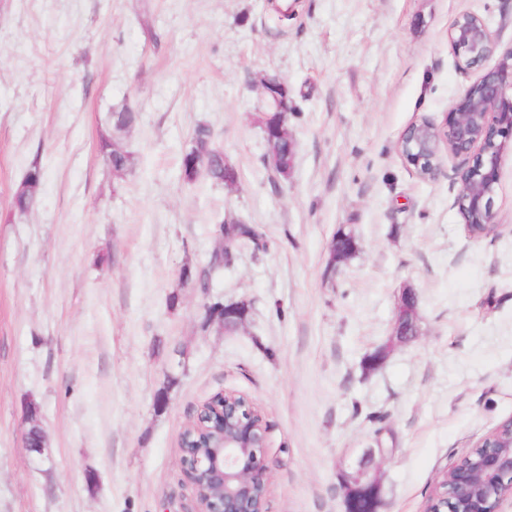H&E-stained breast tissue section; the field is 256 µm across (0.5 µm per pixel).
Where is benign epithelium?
Returning <instances> with one entry per match:
<instances>
[{"label":"benign epithelium","mask_w":512,"mask_h":512,"mask_svg":"<svg viewBox=\"0 0 512 512\" xmlns=\"http://www.w3.org/2000/svg\"><path fill=\"white\" fill-rule=\"evenodd\" d=\"M448 42L459 64L469 69L483 66L497 49L488 24L472 13L456 17L448 29ZM261 87L269 111L280 118L266 133L289 137L287 120L293 101L287 83L277 75H266ZM511 140L512 48L463 89L442 124L422 119L407 126L399 137L397 151L424 180L435 178L440 171L441 145L464 158L455 206L460 211L468 209L479 214L481 224L492 228L499 160ZM357 249L355 236L340 231L329 245L333 264L346 261ZM246 313L243 301L225 303L224 325L237 329L244 326ZM418 335L414 293L405 289L399 297L392 334L376 352L375 360L385 359L396 347ZM215 408L219 409L223 428L214 442L205 450L181 449L184 477L193 489L201 484L206 488L207 498L196 500L195 512H265L269 489L266 421L250 398L233 392L205 401L193 421L206 418ZM444 477L454 482L458 498L449 496L445 489L437 491L432 501L454 500L458 505L432 507L429 512H496L501 498L512 493V442L486 449L473 466L460 463ZM341 486L345 512H379L382 483L375 449H364L351 471L341 473Z\"/></svg>","instance_id":"benign-epithelium-1"}]
</instances>
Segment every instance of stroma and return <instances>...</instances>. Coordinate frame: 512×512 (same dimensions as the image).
Segmentation results:
<instances>
[{
    "label": "stroma",
    "instance_id": "obj_1",
    "mask_svg": "<svg viewBox=\"0 0 512 512\" xmlns=\"http://www.w3.org/2000/svg\"><path fill=\"white\" fill-rule=\"evenodd\" d=\"M290 2L284 17L277 0H0V512H192L179 436L220 391L268 425V512H344L338 475L367 448L380 512H424L512 416V146L480 237L455 205L463 159L442 152L424 180L397 152L480 76L451 50L455 18L482 17L504 50L512 0ZM268 74L296 104L285 179L265 160ZM122 105L138 121L118 175L99 140ZM200 124L234 186L182 179ZM223 218L267 249L239 248L205 298L179 271L207 262ZM341 229L359 249L333 269ZM405 288L420 334L367 369ZM209 299L246 302L244 327L203 329ZM43 181V171L38 165L31 167L16 189L13 196V206L18 211L28 210L35 202Z\"/></svg>",
    "mask_w": 512,
    "mask_h": 512
}]
</instances>
